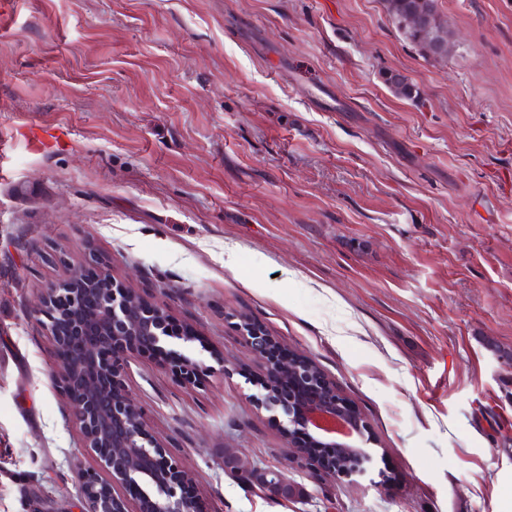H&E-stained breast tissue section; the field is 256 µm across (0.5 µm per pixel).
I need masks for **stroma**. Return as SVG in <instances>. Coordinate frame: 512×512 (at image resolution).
Wrapping results in <instances>:
<instances>
[{
    "mask_svg": "<svg viewBox=\"0 0 512 512\" xmlns=\"http://www.w3.org/2000/svg\"><path fill=\"white\" fill-rule=\"evenodd\" d=\"M437 4L443 59L383 0H0V512H80L97 466L39 305L79 267L211 367L125 375L199 512H512V0ZM244 316L359 408L365 477L288 464ZM234 472L245 486L258 487L286 497L291 493V485L288 483L287 477L278 468L271 469L253 465L243 469H234Z\"/></svg>",
    "mask_w": 512,
    "mask_h": 512,
    "instance_id": "obj_1",
    "label": "stroma"
}]
</instances>
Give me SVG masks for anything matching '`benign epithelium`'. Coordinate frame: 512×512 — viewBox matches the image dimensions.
I'll use <instances>...</instances> for the list:
<instances>
[{"label": "benign epithelium", "instance_id": "7a95c632", "mask_svg": "<svg viewBox=\"0 0 512 512\" xmlns=\"http://www.w3.org/2000/svg\"><path fill=\"white\" fill-rule=\"evenodd\" d=\"M409 24L425 38L428 50L444 55L450 49L451 44L435 35L436 18L429 0H418ZM81 284L82 278L75 274L66 286L48 289L41 304L48 309V329L59 356L57 373L71 400L72 419L100 466L79 476L82 512H129L126 499L115 491L117 484L136 492L138 512H198L196 500L182 492L191 479L148 430L123 381L127 358L151 347L159 357L158 366L178 384H198L202 365L171 348L193 342L194 336L162 332L170 323L167 311L110 274L101 278L98 288ZM239 328L250 349L261 356L266 355V344L275 342L247 321ZM117 343L125 349L114 350ZM272 370L313 391L307 400L286 403L268 389L261 400L265 410L288 416L283 431L290 445H295L296 417L303 416L312 447L343 449L342 456H330L322 467L327 476L353 482L366 475L371 455L362 448L366 423L358 408L310 359L291 357ZM235 473L248 487L280 496L290 494L288 479L278 468L253 465Z\"/></svg>", "mask_w": 512, "mask_h": 512}]
</instances>
